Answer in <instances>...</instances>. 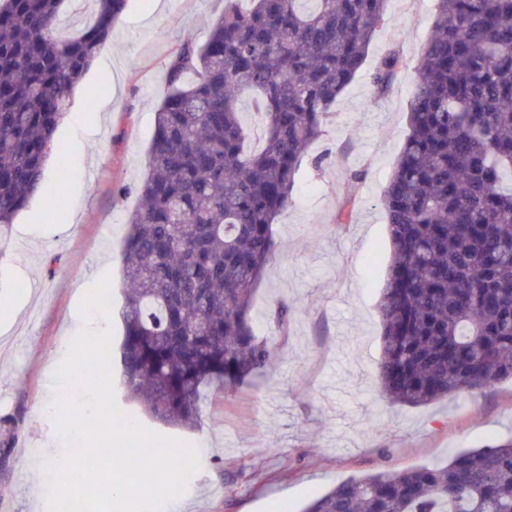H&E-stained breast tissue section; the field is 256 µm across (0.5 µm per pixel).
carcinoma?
<instances>
[{
    "label": "carcinoma",
    "instance_id": "cac0c4a2",
    "mask_svg": "<svg viewBox=\"0 0 512 512\" xmlns=\"http://www.w3.org/2000/svg\"><path fill=\"white\" fill-rule=\"evenodd\" d=\"M65 0H0V232L36 193L71 91L128 0L56 33ZM408 133L382 198L391 241L378 316L381 391L425 405L512 378V0H437ZM388 0H224L167 67L124 237L123 386L191 428L204 391L270 374L253 293L307 150L365 60ZM398 57L373 74L388 83ZM265 118L250 151L244 93ZM303 512H512V435L444 465L352 476Z\"/></svg>",
    "mask_w": 512,
    "mask_h": 512
}]
</instances>
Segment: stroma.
<instances>
[{
	"instance_id": "35a3bbf8",
	"label": "stroma",
	"mask_w": 512,
	"mask_h": 512,
	"mask_svg": "<svg viewBox=\"0 0 512 512\" xmlns=\"http://www.w3.org/2000/svg\"><path fill=\"white\" fill-rule=\"evenodd\" d=\"M435 9L436 0H389L273 226L279 249L251 312L274 347L272 378L207 390L190 430L117 394L124 415L199 451L185 494L160 512H302L350 475L440 464L512 433V378L420 407L389 402L377 378L391 252L381 199L408 132ZM223 11L224 0H128L106 43V68L88 70L71 94V111L87 113L88 126L63 122L55 131L44 179L57 188L63 220L36 195L0 233V512H49L33 488L57 437L52 372L84 326L86 290L106 274L113 335H122V243L166 66L187 40L203 42ZM392 52L400 63L382 90L372 73ZM279 299L292 308L284 331L271 317Z\"/></svg>"
}]
</instances>
